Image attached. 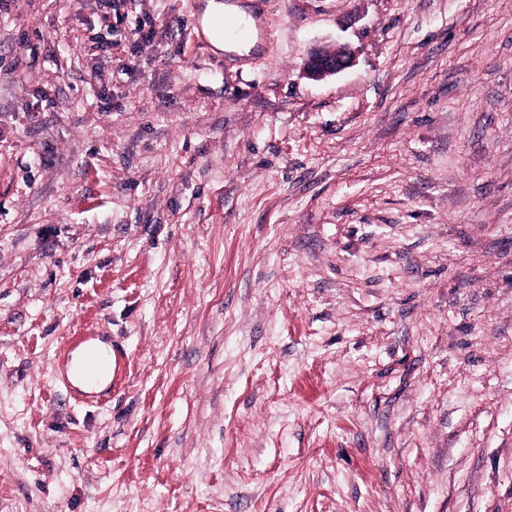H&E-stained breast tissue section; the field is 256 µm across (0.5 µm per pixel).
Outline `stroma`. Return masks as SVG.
<instances>
[{
    "label": "stroma",
    "instance_id": "35a3bbf8",
    "mask_svg": "<svg viewBox=\"0 0 512 512\" xmlns=\"http://www.w3.org/2000/svg\"><path fill=\"white\" fill-rule=\"evenodd\" d=\"M203 2L0 0V512H512V0ZM206 1L207 2L203 5L200 23L203 33L208 38L215 51L224 52V50L229 47L228 44H225V42L228 43V41L224 40V34L228 36V34L231 33V37L237 40H248L253 37V30L250 27L245 28L242 24H234L229 16H224V21L221 23L224 32L212 26L213 19L224 14V11H228L229 14L234 15L239 20H246L253 25L254 21L251 14L247 11V6H229L225 10L224 3L219 2L220 0ZM355 60L356 51L347 44H336L331 49L315 47L305 61L304 71L312 79H323L346 71ZM105 354L109 351V347L104 344L97 345ZM95 344H88L83 352L82 370L85 375L93 376L102 366V354ZM81 359V355L77 356L74 361L73 377L74 379L88 389H100L108 382L111 371L107 363H105L98 372L99 379L94 383L87 382L77 371L76 366Z\"/></svg>",
    "mask_w": 512,
    "mask_h": 512
}]
</instances>
